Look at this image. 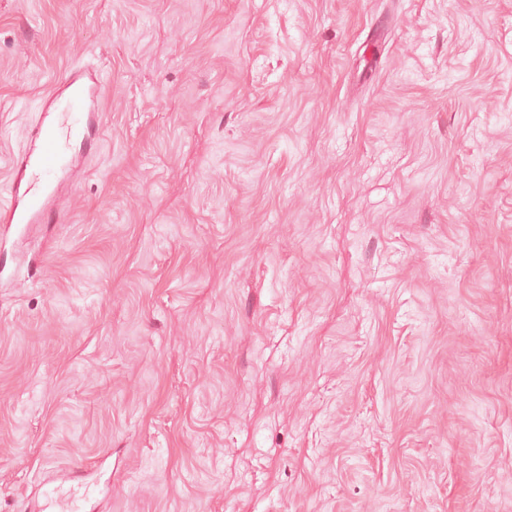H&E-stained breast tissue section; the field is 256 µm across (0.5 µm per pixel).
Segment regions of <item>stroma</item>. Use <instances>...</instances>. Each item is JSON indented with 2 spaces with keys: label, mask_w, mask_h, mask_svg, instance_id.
Segmentation results:
<instances>
[{
  "label": "stroma",
  "mask_w": 512,
  "mask_h": 512,
  "mask_svg": "<svg viewBox=\"0 0 512 512\" xmlns=\"http://www.w3.org/2000/svg\"><path fill=\"white\" fill-rule=\"evenodd\" d=\"M0 512H512V0H0ZM103 77L96 70L69 69L61 80L54 81L47 94L49 106L43 111L48 119L37 125L36 138L41 141L38 150L17 158L13 163V192L0 204L1 224H30L41 218L46 209L44 196L55 190L60 174L74 162L72 144L79 132V119L89 112H101ZM52 108V109H51ZM29 173L38 187L20 205L14 194L15 186Z\"/></svg>",
  "instance_id": "stroma-1"
}]
</instances>
